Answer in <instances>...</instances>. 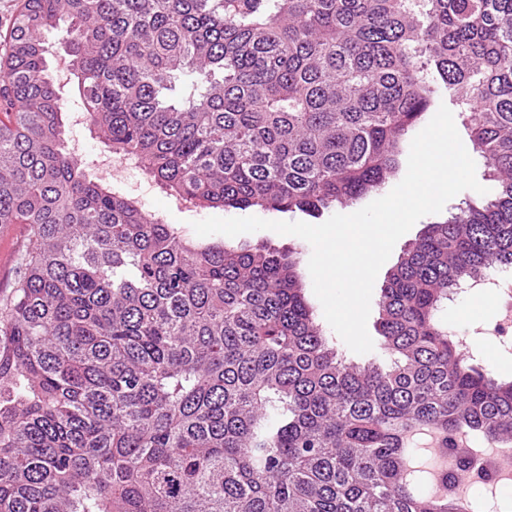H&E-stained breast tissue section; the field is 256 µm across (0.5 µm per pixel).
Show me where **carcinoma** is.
I'll list each match as a JSON object with an SVG mask.
<instances>
[{
    "mask_svg": "<svg viewBox=\"0 0 512 512\" xmlns=\"http://www.w3.org/2000/svg\"><path fill=\"white\" fill-rule=\"evenodd\" d=\"M87 125L194 206L319 212L393 176L441 82L488 197L390 271L388 368L348 363L296 259L197 245L86 179L43 32ZM0 56V512H465L512 442V379L471 363L453 288L512 268V0H22ZM45 39L49 47V53L46 55L49 71L54 76L56 86L59 88L66 112L69 108H83V100L77 87V79L73 76L72 71H69L67 80L64 83L56 79L57 66L62 61L61 58H65L61 45L62 30L59 28L51 31L46 34ZM24 239L22 224H0V295L10 289Z\"/></svg>",
    "mask_w": 512,
    "mask_h": 512,
    "instance_id": "cac0c4a2",
    "label": "carcinoma"
}]
</instances>
